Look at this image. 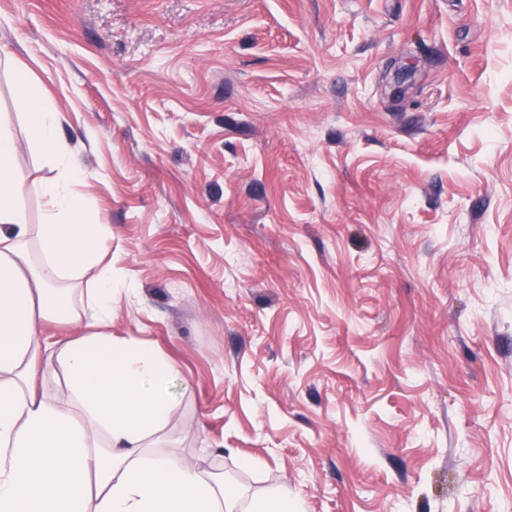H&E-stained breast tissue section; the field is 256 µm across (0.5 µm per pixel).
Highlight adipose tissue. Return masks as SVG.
<instances>
[{
  "label": "adipose tissue",
  "mask_w": 512,
  "mask_h": 512,
  "mask_svg": "<svg viewBox=\"0 0 512 512\" xmlns=\"http://www.w3.org/2000/svg\"><path fill=\"white\" fill-rule=\"evenodd\" d=\"M13 79L23 89L14 105L51 174L37 186L46 209L35 228L20 206L19 142L0 126V512H305L287 489L247 499L177 453L152 452L173 412L170 368L113 338L120 285L99 252L108 228L72 190L83 173L59 138V112L30 91L25 69ZM88 270L85 299L60 315L62 286ZM59 316L84 336L43 342L44 322ZM46 354L64 373L66 400L35 387Z\"/></svg>",
  "instance_id": "adipose-tissue-1"
}]
</instances>
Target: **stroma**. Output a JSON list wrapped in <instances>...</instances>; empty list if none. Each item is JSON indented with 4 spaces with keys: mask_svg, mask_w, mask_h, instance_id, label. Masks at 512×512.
<instances>
[{
    "mask_svg": "<svg viewBox=\"0 0 512 512\" xmlns=\"http://www.w3.org/2000/svg\"><path fill=\"white\" fill-rule=\"evenodd\" d=\"M413 66L412 85L392 95ZM110 235L159 444L306 512H512V0H0Z\"/></svg>",
    "mask_w": 512,
    "mask_h": 512,
    "instance_id": "35a3bbf8",
    "label": "stroma"
}]
</instances>
